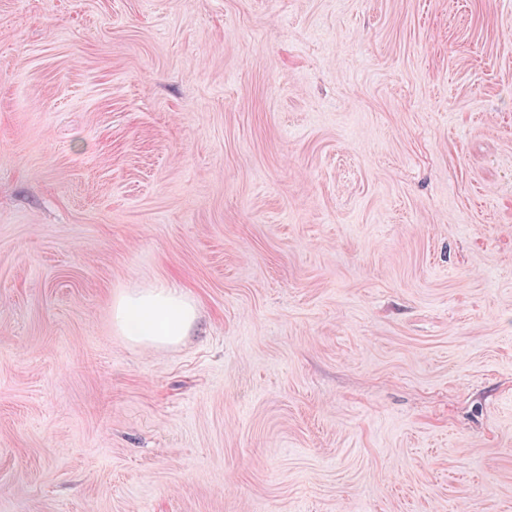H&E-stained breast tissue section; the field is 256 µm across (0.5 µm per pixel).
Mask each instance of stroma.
Returning <instances> with one entry per match:
<instances>
[{"mask_svg":"<svg viewBox=\"0 0 512 512\" xmlns=\"http://www.w3.org/2000/svg\"><path fill=\"white\" fill-rule=\"evenodd\" d=\"M0 512H512V0H0ZM196 308L175 285L163 284L120 295L112 307L114 325L142 347L179 343L193 328Z\"/></svg>","mask_w":512,"mask_h":512,"instance_id":"1","label":"stroma"}]
</instances>
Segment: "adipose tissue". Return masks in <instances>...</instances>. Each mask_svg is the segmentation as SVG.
I'll return each instance as SVG.
<instances>
[{
	"mask_svg": "<svg viewBox=\"0 0 512 512\" xmlns=\"http://www.w3.org/2000/svg\"><path fill=\"white\" fill-rule=\"evenodd\" d=\"M112 320L129 342L164 347L188 336L196 308L177 286L163 284L120 295L112 307Z\"/></svg>",
	"mask_w": 512,
	"mask_h": 512,
	"instance_id": "ef3b65f1",
	"label": "adipose tissue"
}]
</instances>
